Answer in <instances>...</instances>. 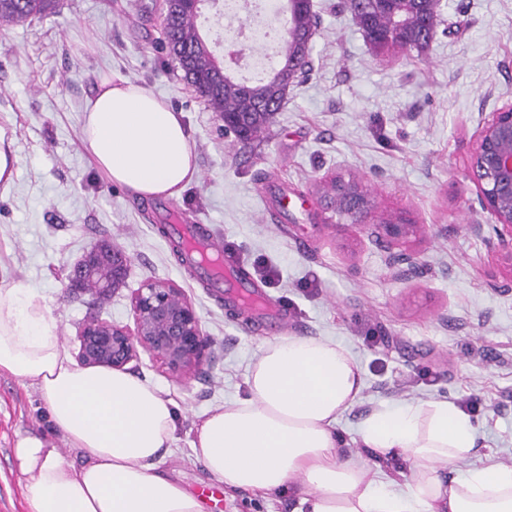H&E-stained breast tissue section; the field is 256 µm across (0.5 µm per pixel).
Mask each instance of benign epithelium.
I'll return each mask as SVG.
<instances>
[{"mask_svg": "<svg viewBox=\"0 0 512 512\" xmlns=\"http://www.w3.org/2000/svg\"><path fill=\"white\" fill-rule=\"evenodd\" d=\"M469 175L477 188L481 211L493 219L495 238L488 239L512 281V104L490 113L480 126L469 158ZM323 209L336 207L356 218L366 217L377 206L361 180L336 181V190H319ZM432 225L415 224L402 213H386L372 225L371 233L388 243L407 244L427 238ZM129 259L112 246V288L123 285ZM95 276L89 258L67 275L70 291L83 290V281ZM133 326L98 318L78 329V358L85 366L125 370L145 352L159 358L178 378L201 368L208 360L212 339L202 330L200 316L182 289L170 281H146L130 296Z\"/></svg>", "mask_w": 512, "mask_h": 512, "instance_id": "obj_1", "label": "benign epithelium"}]
</instances>
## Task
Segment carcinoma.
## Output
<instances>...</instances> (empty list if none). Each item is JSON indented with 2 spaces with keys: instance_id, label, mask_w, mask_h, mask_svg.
<instances>
[{
  "instance_id": "1",
  "label": "carcinoma",
  "mask_w": 512,
  "mask_h": 512,
  "mask_svg": "<svg viewBox=\"0 0 512 512\" xmlns=\"http://www.w3.org/2000/svg\"><path fill=\"white\" fill-rule=\"evenodd\" d=\"M206 0H179L161 20L159 41L178 63L183 79L207 108L224 120V130L243 142L263 135L280 111L288 90L311 70V43L317 21L310 0H285L290 36L278 51L273 73L247 84L235 80L202 36L198 18ZM362 36L378 53L424 50L439 24L438 0H341ZM56 0H0V28L45 16Z\"/></svg>"
}]
</instances>
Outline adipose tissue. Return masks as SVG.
<instances>
[{
    "label": "adipose tissue",
    "instance_id": "ef3b65f1",
    "mask_svg": "<svg viewBox=\"0 0 512 512\" xmlns=\"http://www.w3.org/2000/svg\"><path fill=\"white\" fill-rule=\"evenodd\" d=\"M81 139L99 172L142 198H180L198 177L180 113L121 77L99 83ZM1 372L34 387L55 431L86 454L75 464L44 438L18 437L28 512H205L159 468L177 429L168 392L126 372L81 366L60 344L48 307L21 283L0 288ZM246 385V396L203 413L190 441L220 485L277 494L300 479L294 512H512V467L491 462L451 476L478 430L446 400L372 412L357 431L365 458L343 456L336 426L364 379L355 355L336 341L267 342ZM398 458L410 464L408 480L381 470Z\"/></svg>",
    "mask_w": 512,
    "mask_h": 512
}]
</instances>
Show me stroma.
I'll return each instance as SVG.
<instances>
[{
    "label": "stroma",
    "mask_w": 512,
    "mask_h": 512,
    "mask_svg": "<svg viewBox=\"0 0 512 512\" xmlns=\"http://www.w3.org/2000/svg\"><path fill=\"white\" fill-rule=\"evenodd\" d=\"M336 0H313L319 18L313 70L259 141L243 144L188 86L175 60L157 49L160 0H58L55 11L0 31V125L17 157L0 184V286L20 282L50 308L58 336L77 355V327L98 317L132 324L130 295L147 280L172 281L193 302L214 358L193 377L172 376L141 354L136 376L168 390L177 440L161 461L189 491L211 478L190 448L207 408L246 394L259 347L288 336H320L352 350L364 389L337 430L357 453V425L383 404L473 399L475 453L512 465V284L495 254L472 232L490 223L469 178L468 159L490 112L512 103V0H442L443 32L423 53L379 54ZM119 75L183 113L199 177L172 205L185 223L219 235L281 309L286 324L256 325L251 312L197 279L161 234L154 199L106 180L84 150V110L103 76ZM355 174L390 211L434 227L408 243L409 258L356 227H329L315 197L319 180ZM287 186L303 207L271 223L265 194ZM108 241L131 263L108 300L71 297L66 276L87 251ZM278 274L265 279L258 263ZM53 432L37 391L0 374V512H27L18 436ZM301 494L220 489L208 512H293Z\"/></svg>",
    "instance_id": "1"
}]
</instances>
